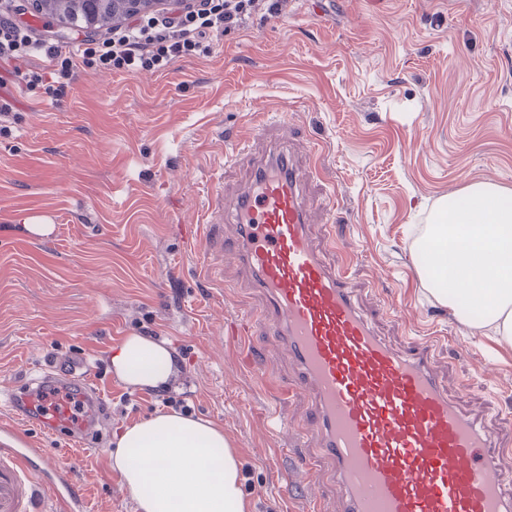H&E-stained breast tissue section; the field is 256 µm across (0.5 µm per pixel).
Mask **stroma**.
<instances>
[{
	"label": "stroma",
	"instance_id": "1",
	"mask_svg": "<svg viewBox=\"0 0 512 512\" xmlns=\"http://www.w3.org/2000/svg\"><path fill=\"white\" fill-rule=\"evenodd\" d=\"M11 19L65 50L78 37L43 10ZM13 95L0 116V391L76 351L92 360L109 420L99 443L73 447L0 403V429L66 458L90 512H136L112 436L165 408L223 426L250 512H306L283 478L287 457L271 451L304 433L307 400L262 387L296 369L258 320L255 370L240 371L225 329L264 298L235 254L207 251L198 222L216 192L230 204L244 189L248 165L226 161V137L256 126L255 150L287 136L307 169L315 243L378 334L400 352L441 337L439 379L512 448V349L436 303L413 247L441 199L475 182L512 190V0H281L275 11L259 0L210 53L158 72L91 70L57 98L40 86ZM28 220L53 231L33 235ZM330 232L362 260L329 247ZM390 304L406 324L384 314ZM132 334L171 346L176 390L114 374L112 350Z\"/></svg>",
	"mask_w": 512,
	"mask_h": 512
}]
</instances>
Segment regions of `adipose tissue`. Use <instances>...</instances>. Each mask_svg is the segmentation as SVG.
Wrapping results in <instances>:
<instances>
[{"instance_id":"adipose-tissue-1","label":"adipose tissue","mask_w":512,"mask_h":512,"mask_svg":"<svg viewBox=\"0 0 512 512\" xmlns=\"http://www.w3.org/2000/svg\"><path fill=\"white\" fill-rule=\"evenodd\" d=\"M432 252L427 290L466 326L491 328L512 348V192L469 185L444 199L414 241ZM128 385L155 388L173 373L168 344L126 337L112 352ZM112 466L138 512H249L242 464L222 428L177 412L120 429Z\"/></svg>"}]
</instances>
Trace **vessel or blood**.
Segmentation results:
<instances>
[{
	"mask_svg": "<svg viewBox=\"0 0 512 512\" xmlns=\"http://www.w3.org/2000/svg\"><path fill=\"white\" fill-rule=\"evenodd\" d=\"M302 172L287 151L257 160L234 204L231 237L215 204L207 222L211 250H234L265 298L260 311L274 341L288 348L294 384L265 380L278 400H308L307 424L318 440L297 460L316 481L331 480L342 512H512V471L500 448L467 415L433 371L440 342L394 350L361 311L344 273L331 271L315 245L300 190ZM76 393L71 403L34 412L38 396ZM11 407L48 434L66 428L78 445L92 442L105 401L86 357L46 365L41 378L10 390ZM0 448V512H29L33 500L86 512L70 469L23 435Z\"/></svg>",
	"mask_w": 512,
	"mask_h": 512,
	"instance_id": "vessel-or-blood-1",
	"label": "vessel or blood"
}]
</instances>
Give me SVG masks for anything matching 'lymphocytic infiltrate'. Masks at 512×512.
<instances>
[{
  "instance_id": "lymphocytic-infiltrate-1",
  "label": "lymphocytic infiltrate",
  "mask_w": 512,
  "mask_h": 512,
  "mask_svg": "<svg viewBox=\"0 0 512 512\" xmlns=\"http://www.w3.org/2000/svg\"><path fill=\"white\" fill-rule=\"evenodd\" d=\"M258 0H191L176 14L131 20L104 41L87 38L75 51L62 52L55 43L32 36L28 30L0 17V64H20L35 55L52 65L50 72L27 70L26 88L74 79L78 73L99 66L132 72L159 70L183 54L203 51L207 33L226 34L241 26Z\"/></svg>"
}]
</instances>
